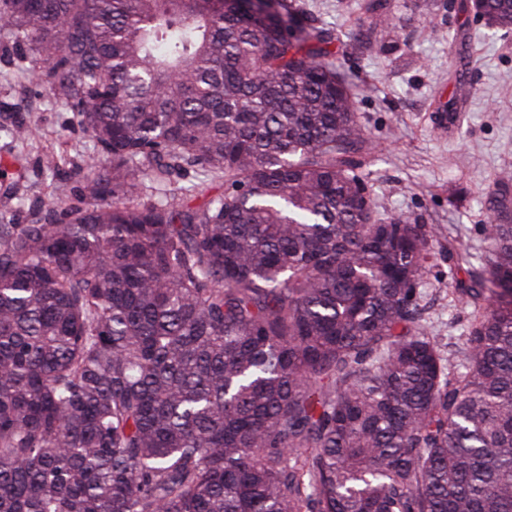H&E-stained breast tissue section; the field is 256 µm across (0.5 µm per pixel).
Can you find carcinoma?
<instances>
[{
	"label": "carcinoma",
	"mask_w": 512,
	"mask_h": 512,
	"mask_svg": "<svg viewBox=\"0 0 512 512\" xmlns=\"http://www.w3.org/2000/svg\"><path fill=\"white\" fill-rule=\"evenodd\" d=\"M0 31L93 144L91 203L0 225V512H512L511 173L459 357L423 323L435 231L379 217L286 0H0Z\"/></svg>",
	"instance_id": "1"
}]
</instances>
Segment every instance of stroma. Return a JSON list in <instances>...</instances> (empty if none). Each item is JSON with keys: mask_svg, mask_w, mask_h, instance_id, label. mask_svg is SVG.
<instances>
[{"mask_svg": "<svg viewBox=\"0 0 512 512\" xmlns=\"http://www.w3.org/2000/svg\"><path fill=\"white\" fill-rule=\"evenodd\" d=\"M287 3L335 36L333 59L372 140L365 171L381 216H422L439 246L465 248L469 267L457 279L485 269L484 196L502 171L512 172V34L460 13L459 0H387L391 32L361 41L357 33L370 23L365 0ZM21 55L1 33L0 157L21 158L28 177L14 196H0V224H26L44 204L74 200L78 182L46 171L42 155L52 148L78 163L91 149L70 107L32 77ZM461 81L473 91L457 103L460 124L446 131L438 108ZM17 124L34 126L35 138L11 140L7 131ZM433 274L423 316L449 350H463L465 315L448 290L447 263Z\"/></svg>", "mask_w": 512, "mask_h": 512, "instance_id": "35a3bbf8", "label": "stroma"}]
</instances>
